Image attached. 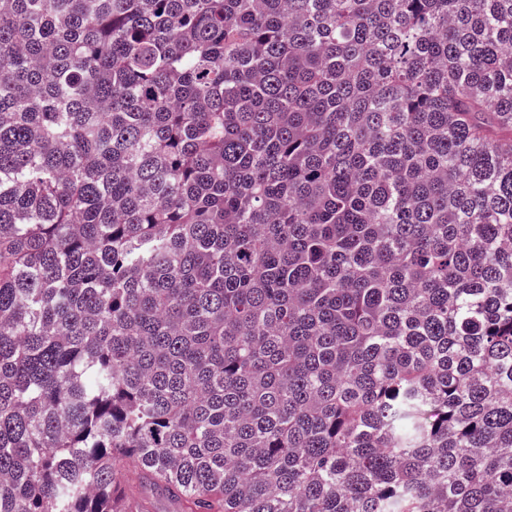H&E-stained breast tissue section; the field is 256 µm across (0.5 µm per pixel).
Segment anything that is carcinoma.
<instances>
[{
	"label": "carcinoma",
	"mask_w": 512,
	"mask_h": 512,
	"mask_svg": "<svg viewBox=\"0 0 512 512\" xmlns=\"http://www.w3.org/2000/svg\"><path fill=\"white\" fill-rule=\"evenodd\" d=\"M157 498L512 512V0H0V512Z\"/></svg>",
	"instance_id": "carcinoma-1"
}]
</instances>
